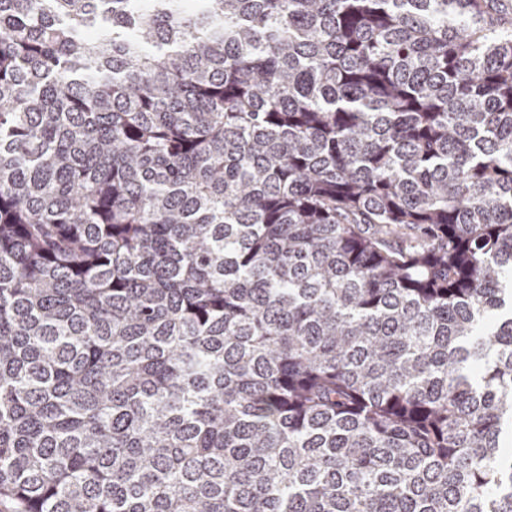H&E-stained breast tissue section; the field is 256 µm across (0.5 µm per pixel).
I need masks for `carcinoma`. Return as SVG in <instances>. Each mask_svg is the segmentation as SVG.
Masks as SVG:
<instances>
[{
  "label": "carcinoma",
  "instance_id": "carcinoma-1",
  "mask_svg": "<svg viewBox=\"0 0 512 512\" xmlns=\"http://www.w3.org/2000/svg\"><path fill=\"white\" fill-rule=\"evenodd\" d=\"M499 0H0V502L512 512Z\"/></svg>",
  "mask_w": 512,
  "mask_h": 512
}]
</instances>
